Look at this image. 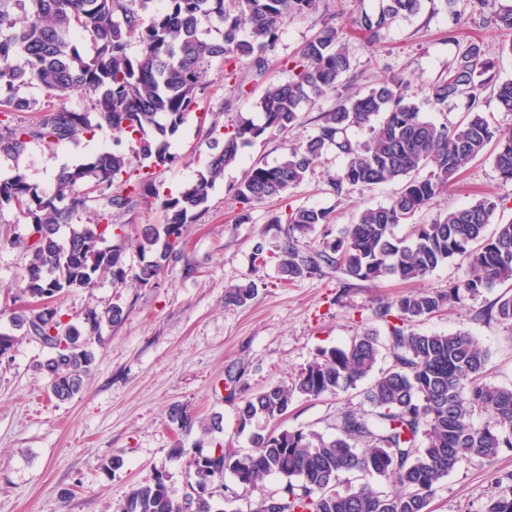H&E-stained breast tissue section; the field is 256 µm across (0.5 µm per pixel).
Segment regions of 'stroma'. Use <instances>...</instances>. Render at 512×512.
I'll return each instance as SVG.
<instances>
[{"label":"stroma","mask_w":512,"mask_h":512,"mask_svg":"<svg viewBox=\"0 0 512 512\" xmlns=\"http://www.w3.org/2000/svg\"><path fill=\"white\" fill-rule=\"evenodd\" d=\"M375 5V0H316L306 15L284 18L280 39L269 55L271 68L281 80L291 79L289 60L323 23L330 22L350 31L351 87L363 89L380 79H411V99L439 123L460 122L469 100L460 96L449 100L446 111H436L427 99V85L470 43L483 45L497 81L512 80V53L507 50L512 37L474 14L469 0H457L452 13L443 0H425L418 15L396 20L373 43L353 30L352 20L361 9ZM348 88L337 87L306 106L290 133L261 137L244 149L241 161L225 169L205 214L187 225L182 255L166 266L156 284L116 288L105 279L95 287L73 288L54 298V306L74 318L115 305L125 314L122 323L103 326L100 338L93 340L96 362L74 398L55 399L47 376L39 371L49 349L16 336L0 356V512H119L130 490L158 472L167 475L172 496L182 499L188 490V449L211 447L216 439L233 440L243 453L251 449L248 433L237 430L239 401L232 396L236 385L256 391L290 380L319 349L344 346L368 328L387 336L376 309L406 292L405 284L384 278L348 286L330 274L280 285L274 256L283 233L270 222L280 203L255 205L248 221L237 220L242 206L234 188L245 171L256 162H282L288 144L312 136L320 114L345 97ZM256 99L253 93L231 92L220 61H213L197 109L171 140L181 161L156 170L157 183L176 191L194 179L209 152L198 133L201 119L219 117L231 124L239 117L255 116ZM111 144L112 135L105 131L52 149L33 142L19 159L0 156V175L17 168L30 183L49 191L59 167L81 162ZM340 165L339 158L329 156L290 194L292 205L322 207L331 214L330 224L309 235L311 247L338 237L361 207L388 204L401 189L399 183H386L337 199L329 192L327 179ZM485 196L499 200L493 223L512 220V187L503 185L489 153L472 161L459 182L417 212L411 224L432 223L448 210ZM411 224L397 226L396 235L406 236ZM259 242L268 257L263 266L252 262L253 247ZM26 263L23 248L0 249V332L11 330L10 286ZM246 283L256 284L254 299L242 307L225 305V286ZM511 291L512 286H496L413 322L412 327L424 333L469 332L490 354L485 381L510 387L512 331L486 312ZM367 388L362 382L357 389L336 395L296 397L282 426L335 437L337 409L366 407ZM174 404L202 418L222 416L219 437L181 430L168 418ZM178 446L185 448V455L175 454ZM510 470L512 448L502 449L491 464L475 458L462 461L439 484L432 512H481L497 491V473Z\"/></svg>","instance_id":"obj_1"}]
</instances>
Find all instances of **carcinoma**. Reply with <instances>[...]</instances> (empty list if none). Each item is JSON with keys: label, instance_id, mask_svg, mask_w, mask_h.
Returning <instances> with one entry per match:
<instances>
[{"label": "carcinoma", "instance_id": "1", "mask_svg": "<svg viewBox=\"0 0 512 512\" xmlns=\"http://www.w3.org/2000/svg\"><path fill=\"white\" fill-rule=\"evenodd\" d=\"M315 2L0 0V154L15 158L31 142L53 148L104 130L113 136L111 148L61 167L49 193L17 168L0 177V209L13 206L30 224L22 240L0 237V245L18 244L28 254L9 320L12 329L51 350L39 368L57 400L80 392L96 359L92 337L102 326L122 322L124 311L116 305L66 323L52 298L104 278L116 288L156 283L181 255L186 225L204 214L224 169L259 137L294 128L305 105L347 78L351 61L344 32L331 23L293 58L294 78L282 81L270 69L268 53L279 39L281 20L304 15ZM495 4L471 0L472 11L512 32V8L498 10ZM421 7L422 0H378L376 9L360 11L353 24L376 40L396 19L415 16ZM133 41L140 47L135 58L127 52ZM243 57L251 59L253 80L266 84L255 101L261 121L212 123L204 169L180 192L162 193L154 171L179 160L170 139L197 108L207 70L221 60L224 77L234 82L237 94L247 95L245 80L236 73ZM493 69L482 45L472 43L444 78L428 86L429 100L440 112L449 99L470 97L468 118L451 126L424 117L409 100V82L403 79L351 92L321 114L314 135L290 147L281 163L252 165L235 187L243 204L239 220L246 221L250 207L286 196L330 152L342 160L328 180L338 198L383 183L402 184L389 204L363 207L340 237L318 249L300 242L330 223L326 209L302 206L272 216L270 223L286 224L276 256L284 284L326 269L348 281H412L455 257L468 260L469 275L448 289L414 291L376 310L388 323L393 364L365 392L370 409L339 410L338 434L330 440L312 430L281 428L296 396L335 394L371 376L381 353L373 329L343 347L319 350L289 384L241 394L239 431L258 417L274 424L251 435L250 452L221 442L196 448L189 461L191 493L174 499L160 473L136 485L121 512H214L213 497L227 475L246 492L260 489L270 476L280 478L279 489L260 494L252 512H429L436 488L459 463L492 462L502 449L512 448V388L483 380L488 351L466 331L423 333L405 326L512 281V221L486 236L497 201L483 198L430 224H413L405 237L394 234L395 226L451 186L491 143L502 183L512 185V132L495 128L478 111L480 90L489 86L500 108L512 112V80L496 81ZM32 86L44 93L40 107L23 93ZM73 92L86 96L85 110L59 103ZM18 112L37 116L20 122ZM355 130L368 131L367 138L355 139ZM426 167L431 174L419 177ZM138 207L160 210L162 223L139 225L133 238L114 232L113 215ZM129 247L149 260L135 269L127 266ZM254 295L252 284L229 286L224 303L245 306ZM495 313L512 330V295L498 298ZM484 416L488 420L479 422ZM169 418L184 431L222 430V418L204 422L180 405L169 409ZM343 475L355 484L340 491ZM379 477L391 480L394 490H375ZM496 485L482 512H512V471L501 473Z\"/></svg>", "mask_w": 512, "mask_h": 512}]
</instances>
